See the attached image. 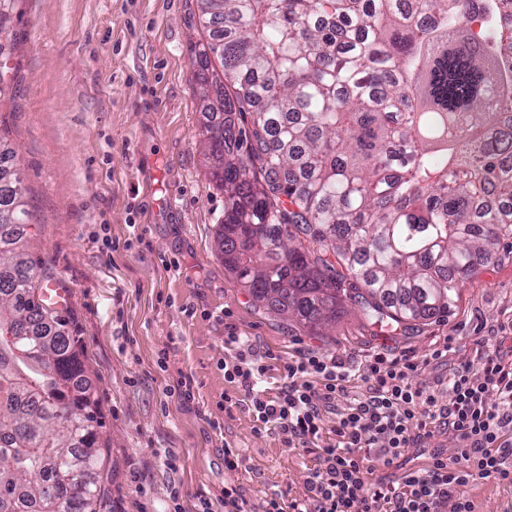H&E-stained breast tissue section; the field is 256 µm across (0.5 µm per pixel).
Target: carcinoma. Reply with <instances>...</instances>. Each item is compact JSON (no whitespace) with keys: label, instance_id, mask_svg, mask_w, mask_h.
Returning <instances> with one entry per match:
<instances>
[{"label":"carcinoma","instance_id":"1","mask_svg":"<svg viewBox=\"0 0 512 512\" xmlns=\"http://www.w3.org/2000/svg\"><path fill=\"white\" fill-rule=\"evenodd\" d=\"M15 0H0V39ZM194 49L224 268L313 334L346 305L377 329L448 318L512 258V0L496 46L451 0H199ZM0 137V512H99L100 421L70 308L30 254Z\"/></svg>","mask_w":512,"mask_h":512}]
</instances>
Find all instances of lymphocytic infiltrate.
Masks as SVG:
<instances>
[{
    "label": "lymphocytic infiltrate",
    "mask_w": 512,
    "mask_h": 512,
    "mask_svg": "<svg viewBox=\"0 0 512 512\" xmlns=\"http://www.w3.org/2000/svg\"><path fill=\"white\" fill-rule=\"evenodd\" d=\"M489 342L475 341L483 353L480 371L462 367L442 390L414 383L423 365L414 356L377 352L354 369L336 356L303 350L284 363L285 381L270 396L261 388L267 355L228 331L224 343L236 356L224 363L225 381L243 391L257 421L275 424L289 446L316 460L304 497H270L263 512H474L464 487L488 479L512 486V352ZM354 370L365 392L339 408ZM327 412L336 416L329 443L322 440ZM437 435L453 441L454 459L436 450L425 467L406 466V452ZM377 460L387 469L378 478Z\"/></svg>",
    "instance_id": "f902f5d3"
}]
</instances>
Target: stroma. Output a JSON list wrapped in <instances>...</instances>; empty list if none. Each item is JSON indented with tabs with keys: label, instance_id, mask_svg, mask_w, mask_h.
Here are the masks:
<instances>
[{
	"label": "stroma",
	"instance_id": "stroma-1",
	"mask_svg": "<svg viewBox=\"0 0 512 512\" xmlns=\"http://www.w3.org/2000/svg\"><path fill=\"white\" fill-rule=\"evenodd\" d=\"M196 14V0H17L11 14L0 126L30 196L32 257L75 314L105 444L104 512H224L230 484L253 512L276 493L305 495L312 455L224 405L225 324L284 359L450 344L415 374L425 387L480 369L474 337L512 326V262L481 267L447 320L411 334H372L347 307L316 336L254 302L215 249L224 192L201 133ZM183 376L186 406L171 393ZM228 447L242 459L233 471ZM464 494L474 512H512V487L483 480Z\"/></svg>",
	"mask_w": 512,
	"mask_h": 512
}]
</instances>
